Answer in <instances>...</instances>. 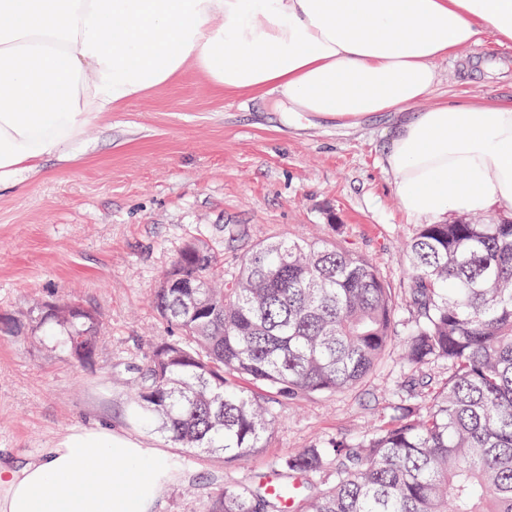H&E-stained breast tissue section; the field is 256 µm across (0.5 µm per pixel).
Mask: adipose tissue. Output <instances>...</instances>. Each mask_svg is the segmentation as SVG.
<instances>
[{
    "mask_svg": "<svg viewBox=\"0 0 512 512\" xmlns=\"http://www.w3.org/2000/svg\"><path fill=\"white\" fill-rule=\"evenodd\" d=\"M486 33L512 45V0H0V186L191 67L297 115L401 112L383 164L408 217L512 210V103L423 104L438 62ZM175 474L159 451L82 429L0 465V512H151Z\"/></svg>",
    "mask_w": 512,
    "mask_h": 512,
    "instance_id": "adipose-tissue-1",
    "label": "adipose tissue"
}]
</instances>
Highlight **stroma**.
Listing matches in <instances>:
<instances>
[{
	"instance_id": "obj_1",
	"label": "stroma",
	"mask_w": 512,
	"mask_h": 512,
	"mask_svg": "<svg viewBox=\"0 0 512 512\" xmlns=\"http://www.w3.org/2000/svg\"><path fill=\"white\" fill-rule=\"evenodd\" d=\"M436 70L426 105L512 101V48L491 37ZM394 122L389 112L356 126L292 118L276 95H224L189 70L105 113L19 186L1 187L0 318L11 324L0 330V462H25L72 429L107 425L177 461L153 512H206L224 487L258 488L285 455L386 427L393 392L413 390L427 406L447 365L408 368L393 353L355 388L273 400L264 447L232 463L177 447L130 414L138 367L175 335L153 297L188 242L212 250L229 273L256 242L333 238L403 293V243L421 222L401 210L381 165ZM48 301L96 313L90 362L34 331L30 316Z\"/></svg>"
}]
</instances>
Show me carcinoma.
<instances>
[{
  "label": "carcinoma",
  "instance_id": "obj_1",
  "mask_svg": "<svg viewBox=\"0 0 512 512\" xmlns=\"http://www.w3.org/2000/svg\"><path fill=\"white\" fill-rule=\"evenodd\" d=\"M411 327L402 360L448 365V383L422 412L356 443L337 439L280 459L288 477L333 465L318 494L301 487L294 512H512V222L423 224L407 244ZM178 337L139 368L135 420L157 421L190 452L228 462L263 447L268 403L334 395L386 359L399 336L392 289L364 255L334 241L282 238L252 246L236 272L188 243L154 296ZM36 328L87 363L100 322L74 302L38 309ZM208 512H281L266 492L226 487Z\"/></svg>",
  "mask_w": 512,
  "mask_h": 512
}]
</instances>
